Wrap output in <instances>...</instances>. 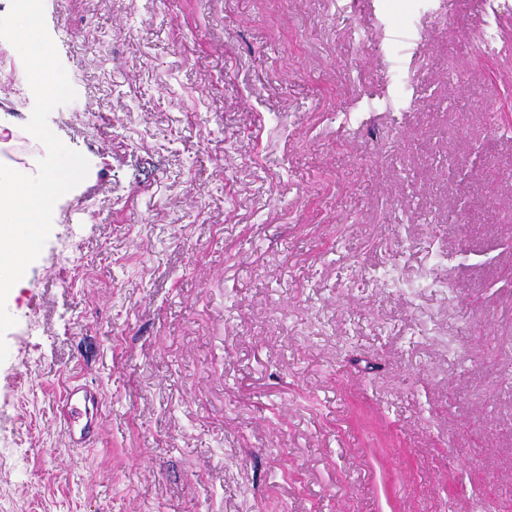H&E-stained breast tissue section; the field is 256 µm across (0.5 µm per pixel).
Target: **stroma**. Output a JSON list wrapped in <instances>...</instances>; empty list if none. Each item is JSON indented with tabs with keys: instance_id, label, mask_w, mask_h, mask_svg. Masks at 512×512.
Here are the masks:
<instances>
[{
	"instance_id": "stroma-1",
	"label": "stroma",
	"mask_w": 512,
	"mask_h": 512,
	"mask_svg": "<svg viewBox=\"0 0 512 512\" xmlns=\"http://www.w3.org/2000/svg\"><path fill=\"white\" fill-rule=\"evenodd\" d=\"M44 4L0 512H512V0ZM99 404L97 391L77 379L70 381L56 407L69 446L86 448L91 444L98 434Z\"/></svg>"
}]
</instances>
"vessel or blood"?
I'll return each instance as SVG.
<instances>
[{
	"label": "vessel or blood",
	"instance_id": "1",
	"mask_svg": "<svg viewBox=\"0 0 512 512\" xmlns=\"http://www.w3.org/2000/svg\"><path fill=\"white\" fill-rule=\"evenodd\" d=\"M100 397L97 391L78 380H71L57 404L59 421L69 446L84 448L98 433Z\"/></svg>",
	"mask_w": 512,
	"mask_h": 512
}]
</instances>
